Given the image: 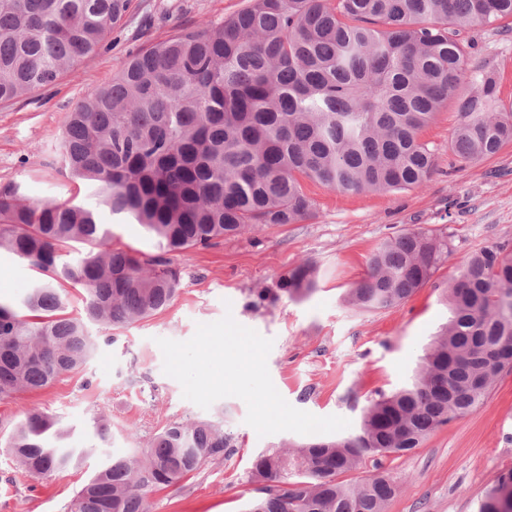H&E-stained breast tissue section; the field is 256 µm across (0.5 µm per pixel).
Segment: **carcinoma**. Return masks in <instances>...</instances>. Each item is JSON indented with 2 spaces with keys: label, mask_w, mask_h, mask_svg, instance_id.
Returning <instances> with one entry per match:
<instances>
[{
  "label": "carcinoma",
  "mask_w": 512,
  "mask_h": 512,
  "mask_svg": "<svg viewBox=\"0 0 512 512\" xmlns=\"http://www.w3.org/2000/svg\"><path fill=\"white\" fill-rule=\"evenodd\" d=\"M131 0H0V103L32 96L97 53ZM512 19V0H250L220 24L181 28L130 56L67 116L66 175L93 206L0 188V250L39 278L0 302V398L79 372L96 341L65 315L81 286L88 320L124 328L167 309L181 288L172 255L217 245L257 224L317 215L309 180L348 194L423 187L435 172L421 132L453 103L448 150L470 165L512 142V106L495 73L470 65L463 31ZM132 218L156 241L145 254L112 246L99 209ZM75 244L87 246L75 260ZM450 253L429 229L403 231L369 257L347 302L365 310L408 300ZM302 261L280 276L291 298L317 288ZM448 322L411 380L379 393L357 433L259 454V496L246 512H386L394 482L343 475L401 456L471 413L512 366V245L469 255L445 288ZM70 432L37 407L7 452L42 480L78 465ZM232 451L223 425L173 422L133 456L114 455L76 492L70 512H146V494L176 485ZM478 512H512V473Z\"/></svg>",
  "instance_id": "carcinoma-1"
}]
</instances>
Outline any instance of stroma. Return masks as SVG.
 Here are the masks:
<instances>
[{
    "label": "stroma",
    "instance_id": "obj_1",
    "mask_svg": "<svg viewBox=\"0 0 512 512\" xmlns=\"http://www.w3.org/2000/svg\"><path fill=\"white\" fill-rule=\"evenodd\" d=\"M249 0H132L105 49L62 74L38 94L0 104V186L21 185L29 199L55 196L94 204L90 191L59 171L60 133L67 112L85 93L107 84L123 62L176 29L220 22ZM471 62L496 71L499 95L512 103V30L501 24L465 32ZM454 107L438 112L422 134L437 171L424 187L386 194H343L306 183L317 216L300 224L259 225L217 246L177 257L182 290L161 314L120 329H87L98 347L76 374L33 393L0 401V512H69L75 492L112 456L145 447L167 423L220 422L232 438L229 456L206 463L190 479L147 496L148 512H245L254 496L250 473L266 449L320 441V434L258 436L236 397L203 409L184 398L163 371L158 339H190L198 324L232 314L241 325L272 339L267 359L272 382L293 407L337 415L358 427L377 392L404 385L421 365L449 316L443 290L474 251L512 243V144L483 162L460 166L448 151ZM447 236L452 252L429 284L389 309L363 311L345 296L364 277L372 252L395 233L417 228ZM318 270L316 291L303 299L281 295L254 302L257 289L303 260ZM37 273L0 251V299L18 302ZM73 432L85 449L78 467L35 480L17 468L4 443L31 407ZM112 421V438L99 445V417ZM397 485L388 512H477L502 475L512 472V369L504 370L476 411L434 431L420 448L383 459ZM373 463L349 473L371 476Z\"/></svg>",
    "mask_w": 512,
    "mask_h": 512
}]
</instances>
